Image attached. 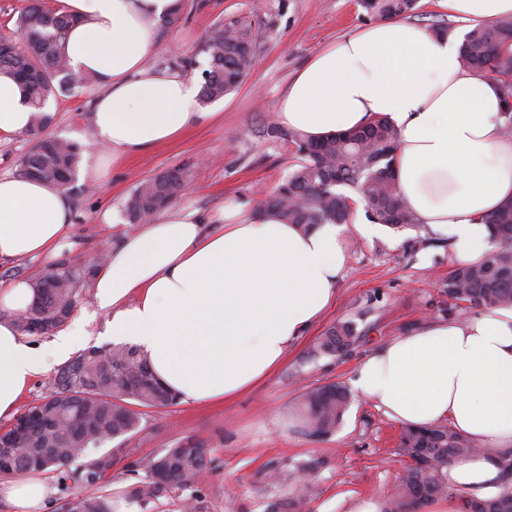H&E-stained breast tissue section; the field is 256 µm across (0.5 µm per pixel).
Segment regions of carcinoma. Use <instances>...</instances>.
Instances as JSON below:
<instances>
[{"mask_svg": "<svg viewBox=\"0 0 512 512\" xmlns=\"http://www.w3.org/2000/svg\"><path fill=\"white\" fill-rule=\"evenodd\" d=\"M374 20L408 17L416 0H362ZM73 19L62 7L48 0H30L14 19L18 40L0 38V73L16 78L24 87L32 112V129L50 121L45 106L50 96H71L97 84L94 74L76 72L64 51ZM199 52L207 57L202 72V102L211 103L235 91L255 60L256 38L252 23L233 18L217 25ZM462 67L496 79L506 100H512V16L490 24H477L464 36L460 50ZM266 134L285 140L295 148V168L259 205L272 208L289 224L311 229L317 224H350L357 208L367 220L399 230L417 224V217L404 208L392 165L398 149V133L385 117L349 132L311 141L296 131L269 127ZM80 146L58 137L36 140L18 163V172L67 189L76 180ZM188 174L168 169L139 182L126 202L131 224H146L181 196ZM496 247L482 260L458 264L439 281L448 298L443 313L460 317L473 308H512V201L489 215ZM88 272H76L64 264L50 272L53 287L33 283L37 299L18 317L29 335H52L66 321L57 318L65 308L72 314L80 287ZM363 331L352 319L331 324L316 339L309 352L313 360L346 357L359 346ZM351 402L346 386L332 383L305 387L291 412L293 427L305 436L324 439L336 433ZM179 404L177 395L165 388L151 371L147 356L127 344L92 346L58 369L48 395L16 417L17 422L35 421L31 431L9 452V464L0 476L55 474L62 483L92 487L90 494H77L63 503L59 512H117L109 485L112 468L122 448L105 444L121 439L129 443L141 432L142 410ZM400 454L409 459L383 512H419L436 499L450 494L460 501V512H512V448L477 446L468 436L449 427L407 426L399 436ZM480 452L500 466L505 490L496 496L478 498L451 493L431 465L440 457L446 465L454 459ZM320 462L293 466L280 474L288 483L301 486V493L283 497L269 512H313L320 491L315 472ZM211 471L208 449L188 438L155 455L127 465L131 475L144 476L128 489L127 498L159 502L174 488L205 479Z\"/></svg>", "mask_w": 512, "mask_h": 512, "instance_id": "carcinoma-1", "label": "carcinoma"}]
</instances>
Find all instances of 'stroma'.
<instances>
[{"label": "stroma", "mask_w": 512, "mask_h": 512, "mask_svg": "<svg viewBox=\"0 0 512 512\" xmlns=\"http://www.w3.org/2000/svg\"><path fill=\"white\" fill-rule=\"evenodd\" d=\"M181 19L160 26V58L180 53L200 76L204 56L197 48L216 24L233 17L251 20L256 35L257 65L243 85L210 103L216 119L182 138L123 161H112L108 148L96 153L108 166L104 185L76 181L67 196L76 214L68 244L59 260L44 257L0 263V282L35 279L57 262L78 269L95 268L108 255L115 234L101 216H124V203L134 186L163 170L180 167L190 188L177 208L207 212L224 199L257 201L258 191L273 192L292 170L295 155L288 142L267 137L276 125L272 110L296 70L317 50L337 37L359 30L371 19L361 0H184ZM94 89L47 103L53 120L42 135L77 143L91 139L88 120ZM348 265L334 303L307 334L294 343L286 362L268 379L234 400L211 406L178 404L148 411L143 428L112 469L111 489L120 512H159L156 503L126 499L133 478L128 462L148 458L186 439L202 441L210 450L212 470L206 482L173 489L169 502L200 493L204 512H267L272 501L294 493L293 485L276 480L278 470L312 460L320 497L314 512H348L357 496L384 500L393 492L404 460L399 453L401 426L375 406L353 397L336 433L313 441L287 420L299 387L336 382L348 384L363 356L390 338L441 319L448 300L437 282L448 274V245L427 238L420 226L393 230L377 226L360 234L347 225ZM354 319L364 336L350 356L309 359L314 341L335 321Z\"/></svg>", "instance_id": "stroma-1"}]
</instances>
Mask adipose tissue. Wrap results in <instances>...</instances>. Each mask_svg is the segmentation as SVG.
<instances>
[{"mask_svg": "<svg viewBox=\"0 0 512 512\" xmlns=\"http://www.w3.org/2000/svg\"><path fill=\"white\" fill-rule=\"evenodd\" d=\"M75 24L66 54L99 90L89 122L112 160L141 155L209 122L200 84L158 68V28L178 0H61ZM466 25L512 15V0H440ZM463 32L437 35L404 20L361 28L316 51L276 100L280 125L315 139L390 119L399 136L394 174L423 233L447 240L452 262L495 245L485 218L512 199V137L500 84L462 68ZM31 112L0 74V137L27 132ZM64 191L0 172V263L58 253L74 221ZM343 226L310 230L273 211L227 199L212 213L170 210L120 230L92 274L106 335L147 355L181 402L233 400L270 376L336 297L347 264ZM29 281L0 288V418L15 415L35 375L82 348V319L34 345L16 322ZM354 391L396 422L450 424L475 443L512 446V309L437 321L389 340L352 374ZM451 496L430 512H459L457 492H501L500 469L477 453L441 471ZM47 484L0 480L13 512H40Z\"/></svg>", "mask_w": 512, "mask_h": 512, "instance_id": "ef3b65f1", "label": "adipose tissue"}]
</instances>
